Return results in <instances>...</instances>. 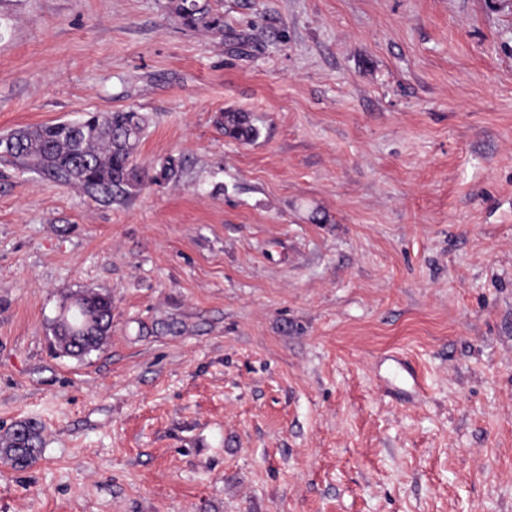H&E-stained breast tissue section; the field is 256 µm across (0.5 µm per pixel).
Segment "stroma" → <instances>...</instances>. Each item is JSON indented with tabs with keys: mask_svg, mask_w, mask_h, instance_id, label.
<instances>
[{
	"mask_svg": "<svg viewBox=\"0 0 512 512\" xmlns=\"http://www.w3.org/2000/svg\"><path fill=\"white\" fill-rule=\"evenodd\" d=\"M167 3L0 0V137L132 108L181 169L0 160V433L44 438L0 512H512V0ZM64 290L101 351L52 353ZM168 9L188 29L224 34V16L212 7L210 0H169ZM217 124L224 130L225 136L242 144H250L259 137L258 128L253 124L250 115L245 112H220ZM62 321L53 322L54 336H89L87 355L100 351L112 332V297L96 291H70L61 296Z\"/></svg>",
	"mask_w": 512,
	"mask_h": 512,
	"instance_id": "obj_1",
	"label": "stroma"
}]
</instances>
